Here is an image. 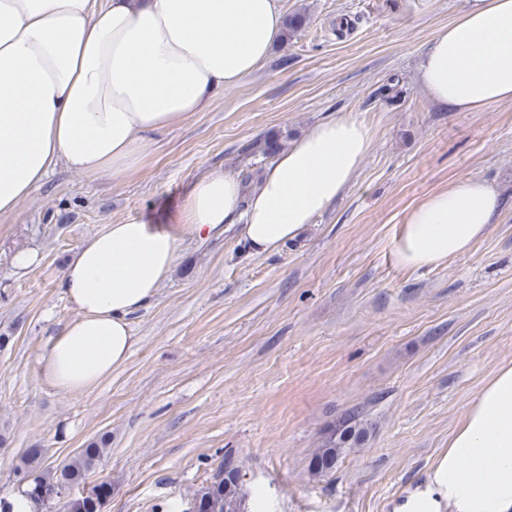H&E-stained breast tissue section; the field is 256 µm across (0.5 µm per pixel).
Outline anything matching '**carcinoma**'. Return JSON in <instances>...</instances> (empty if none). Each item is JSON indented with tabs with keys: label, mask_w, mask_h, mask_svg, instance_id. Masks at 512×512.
Listing matches in <instances>:
<instances>
[{
	"label": "carcinoma",
	"mask_w": 512,
	"mask_h": 512,
	"mask_svg": "<svg viewBox=\"0 0 512 512\" xmlns=\"http://www.w3.org/2000/svg\"><path fill=\"white\" fill-rule=\"evenodd\" d=\"M307 23L308 15L305 12L288 16L285 37H293L304 29ZM284 141L285 136L282 133L272 132L255 146V150L266 157H271L284 146ZM370 429L371 423L366 415L355 408L336 420L324 432L320 445L312 455V474L321 476L334 469L341 455L361 445ZM108 445L109 437L103 434L80 450L68 463L53 472L40 474L34 471L31 456L25 455L14 468V479L29 478V482L24 486L26 491L35 486H46L65 494L80 486L88 473L102 463ZM193 496L208 500L209 512H246L247 495L241 481L240 468L230 461L220 465L210 479L196 489ZM87 501L88 498L82 495L69 499L66 502L68 512H102L104 504L99 503L95 507H90Z\"/></svg>",
	"instance_id": "cac0c4a2"
}]
</instances>
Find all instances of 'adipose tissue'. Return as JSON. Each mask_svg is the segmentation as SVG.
Returning a JSON list of instances; mask_svg holds the SVG:
<instances>
[{
    "label": "adipose tissue",
    "mask_w": 512,
    "mask_h": 512,
    "mask_svg": "<svg viewBox=\"0 0 512 512\" xmlns=\"http://www.w3.org/2000/svg\"><path fill=\"white\" fill-rule=\"evenodd\" d=\"M283 21L278 0H0V215L58 165L115 179L137 169L151 134L261 66ZM417 78L454 111L512 101V0H467L430 41ZM371 142L359 120L322 121L252 190L228 171L198 178L185 224H109L86 238L59 282L77 315L40 355L42 377L65 393L97 387L128 360L130 317L170 277L184 229L208 238L233 225L251 252L277 251L343 196ZM500 210L498 193L474 177L431 195L402 226L398 264L468 252ZM401 512H512V363L483 384L430 487Z\"/></svg>",
    "instance_id": "obj_1"
}]
</instances>
